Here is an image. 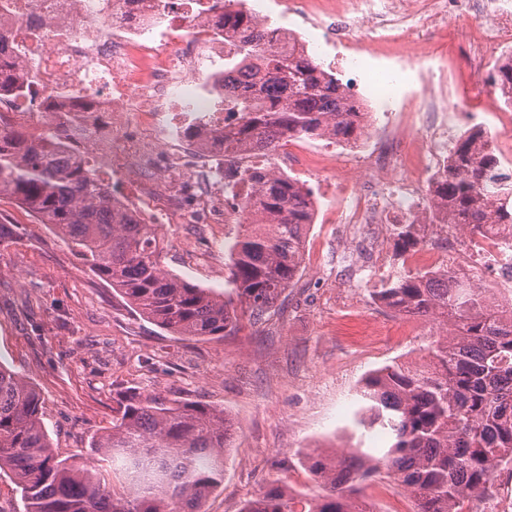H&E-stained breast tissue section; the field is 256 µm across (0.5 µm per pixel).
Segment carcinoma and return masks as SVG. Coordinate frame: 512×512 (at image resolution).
Listing matches in <instances>:
<instances>
[{"instance_id":"obj_1","label":"carcinoma","mask_w":512,"mask_h":512,"mask_svg":"<svg viewBox=\"0 0 512 512\" xmlns=\"http://www.w3.org/2000/svg\"><path fill=\"white\" fill-rule=\"evenodd\" d=\"M224 29L239 37L234 62L224 67V88L235 94L229 135L270 151L286 135L329 133L354 144L364 134V113L312 55L258 45L242 9L224 8ZM18 70L1 57L0 87L14 86ZM63 145L50 123L36 132L0 129V195L55 229L140 315L172 335L234 333V300L257 320L298 275L312 212L309 192L291 178L254 175L260 223L240 225L230 247L233 294L226 295L164 270L157 225L120 211L110 183L70 160ZM494 169V156L475 152L471 140L456 145L455 167L430 190L449 222L472 233L512 226V190L490 183ZM391 235L398 256L424 243L415 224H394ZM372 298L446 329L423 362L394 361L361 379L356 425L390 445L305 448L300 455L319 493L298 494L276 479L240 512H372L358 494L383 472L414 512H460L466 499L492 497L502 474L512 477V312L448 270L391 275ZM231 427L222 409L129 391L118 395L112 429L92 438L91 460L77 464L53 448L36 388L0 365V472H9L24 512H205L224 483Z\"/></svg>"}]
</instances>
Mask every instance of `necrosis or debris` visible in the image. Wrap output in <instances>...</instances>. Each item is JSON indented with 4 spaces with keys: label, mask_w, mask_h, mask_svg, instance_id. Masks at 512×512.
Returning a JSON list of instances; mask_svg holds the SVG:
<instances>
[{
    "label": "necrosis or debris",
    "mask_w": 512,
    "mask_h": 512,
    "mask_svg": "<svg viewBox=\"0 0 512 512\" xmlns=\"http://www.w3.org/2000/svg\"><path fill=\"white\" fill-rule=\"evenodd\" d=\"M178 0H0V28L9 32L0 55L24 67V94L0 93V125L28 117V91L47 94L51 122L65 141L92 146L124 178L141 181L145 194L116 192L125 209L145 224H242L255 190L250 173L258 153L213 143L231 125L224 97L225 55L235 40L225 34L220 11L198 0L181 25L170 24ZM309 24L292 36L285 26L268 27L273 7ZM464 10L475 18L466 36L474 72L512 63V0H371L365 18L371 40L359 36L360 20L338 17L316 0H251L255 34L274 47L295 45L319 54L339 52L355 63L366 43L388 48L392 68L407 70L433 58L432 36ZM427 92L416 100L375 87L372 109L386 120L369 127L355 156L358 182L339 190L322 208V223L341 225L351 242L348 257L372 264L381 257L373 234L401 221L427 227L426 243L412 266L430 272L453 269L475 276L488 265L498 287L512 289V235L488 231L460 247L454 225L433 223L434 201L425 193L452 165L450 137L475 135L496 148V175L512 185V108L485 95L498 123L487 129L480 116L459 127L448 101V67L419 71ZM413 105L412 128L399 120ZM269 166L295 179L328 175L336 146L323 152L298 138H284L266 156Z\"/></svg>",
    "instance_id": "1"
}]
</instances>
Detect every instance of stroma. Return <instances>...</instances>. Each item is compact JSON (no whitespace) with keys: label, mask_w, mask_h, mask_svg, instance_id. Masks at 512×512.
<instances>
[{"label":"stroma","mask_w":512,"mask_h":512,"mask_svg":"<svg viewBox=\"0 0 512 512\" xmlns=\"http://www.w3.org/2000/svg\"><path fill=\"white\" fill-rule=\"evenodd\" d=\"M475 22L460 17L434 40L448 62L451 93L463 112L486 105L473 97L465 35ZM324 70L360 90L386 83L384 60L364 55L355 68L321 57ZM0 364L32 383L43 406L51 441L65 456L87 455L93 435L112 427L116 394L133 390L169 400L224 408L235 426L224 483L207 512H239L243 503L280 476L297 489L312 486L297 451L315 444H357L356 391L370 370L392 361L419 359L441 331L427 319L400 316L370 293L383 274L409 271L392 256L389 229L385 272L343 267L332 224H310L302 271L258 322L243 320L231 336L213 340L177 337L134 311L98 278L68 242L39 223L13 198L0 196ZM210 256L195 246L200 226L161 228L164 268L183 279L225 290L235 224L215 226ZM386 332L372 350L358 345L363 321Z\"/></svg>","instance_id":"stroma-1"}]
</instances>
